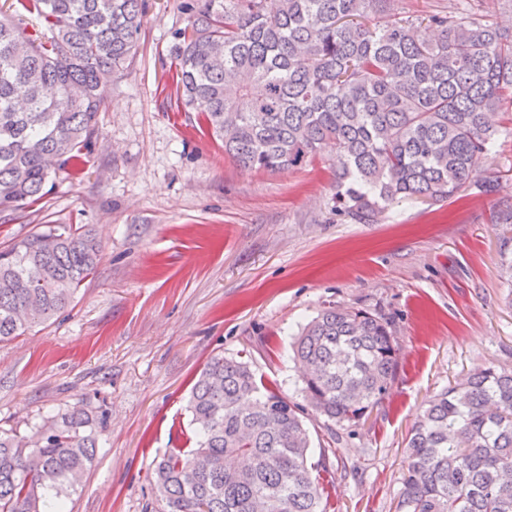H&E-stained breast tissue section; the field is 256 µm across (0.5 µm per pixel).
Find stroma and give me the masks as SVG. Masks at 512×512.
Segmentation results:
<instances>
[{
  "mask_svg": "<svg viewBox=\"0 0 512 512\" xmlns=\"http://www.w3.org/2000/svg\"><path fill=\"white\" fill-rule=\"evenodd\" d=\"M185 0H140L133 61L112 82L79 174L61 169L37 204L0 212V245L80 224L100 264L50 322L0 343V430L87 411L96 459L68 512H161L155 460L191 434V387L215 354L250 363L302 402L288 342L329 305L377 310L401 347L386 398L357 425L309 421L332 449L330 512H396L409 431L464 375L512 369V116L481 159L495 192L401 202L373 224L336 213L334 153L276 172L245 168L176 106L174 32Z\"/></svg>",
  "mask_w": 512,
  "mask_h": 512,
  "instance_id": "obj_1",
  "label": "stroma"
}]
</instances>
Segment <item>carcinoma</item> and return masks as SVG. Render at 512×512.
Returning <instances> with one entry per match:
<instances>
[{"label":"carcinoma","instance_id":"carcinoma-1","mask_svg":"<svg viewBox=\"0 0 512 512\" xmlns=\"http://www.w3.org/2000/svg\"><path fill=\"white\" fill-rule=\"evenodd\" d=\"M486 0L403 16L398 0H205L174 33L176 102L239 165L275 171L335 151L336 212L371 224L402 200L488 194L478 172L512 106V21ZM51 36L0 9V211L32 206L78 170L112 77L128 67L140 0H17ZM395 20L370 27L369 15ZM79 227L0 248V342L67 308L100 260ZM307 405L221 354L188 402L191 448L153 470L164 512H328V449L305 415L356 424L395 381L401 348L378 311L329 306L292 345ZM98 437L74 407L25 435L0 431V512H66ZM398 512H512V370L487 367L428 401L411 429Z\"/></svg>","mask_w":512,"mask_h":512}]
</instances>
